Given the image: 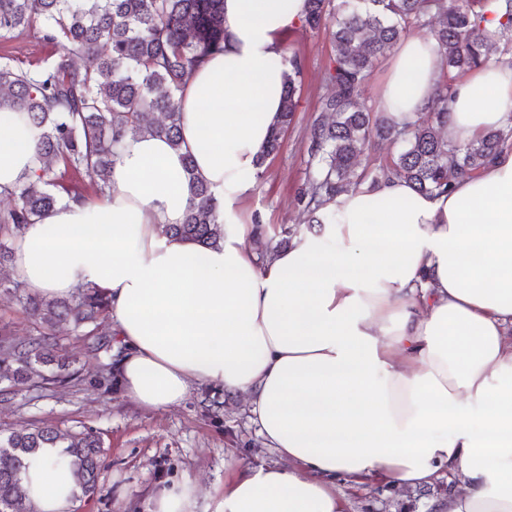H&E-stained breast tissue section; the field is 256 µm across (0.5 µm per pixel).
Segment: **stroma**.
I'll return each instance as SVG.
<instances>
[{
	"label": "stroma",
	"instance_id": "stroma-1",
	"mask_svg": "<svg viewBox=\"0 0 512 512\" xmlns=\"http://www.w3.org/2000/svg\"><path fill=\"white\" fill-rule=\"evenodd\" d=\"M283 44L286 55H298L305 65L296 92L297 112L279 151L239 206L243 221L261 215L276 233L305 227L295 195L308 174L306 140L319 107L321 73L331 53L323 31L297 27L284 36ZM56 55V49L33 32L0 40V62L29 65ZM61 339L63 353L78 376L76 383H45L0 398V429L35 423L63 432L86 426L99 434L105 455L96 492L75 500L72 512H139L156 488L183 481L200 489L195 512H213L225 483L235 475L224 465L226 449H236L245 466L276 462L251 423L244 398L197 385L179 405L146 409L130 400L120 384H113L108 393L97 387L101 361L87 352L83 337L65 328Z\"/></svg>",
	"mask_w": 512,
	"mask_h": 512
}]
</instances>
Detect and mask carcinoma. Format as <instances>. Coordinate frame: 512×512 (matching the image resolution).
Instances as JSON below:
<instances>
[{
  "instance_id": "cac0c4a2",
  "label": "carcinoma",
  "mask_w": 512,
  "mask_h": 512,
  "mask_svg": "<svg viewBox=\"0 0 512 512\" xmlns=\"http://www.w3.org/2000/svg\"><path fill=\"white\" fill-rule=\"evenodd\" d=\"M301 26L323 29L332 41L320 115L307 146L308 176L295 198L310 228L332 222L327 205L364 183L399 177L421 194L449 192L454 181L478 174L512 145V117L464 146L443 134L459 77L489 64L512 67V0H308ZM29 30L59 55L26 69L0 62V112L16 113L38 132L42 161L33 176L0 189V198L14 201L0 213V259L8 253L4 241L24 225L61 202L87 199L84 185L106 197L107 174L127 135L153 134L180 146L177 94L193 71L224 50V0H0V39ZM411 30L436 42L442 79L428 110L400 124L369 104L363 91L379 61ZM74 54L93 59L95 66L79 68ZM288 64L282 121L269 136L264 161L280 149L297 109L304 62L293 55ZM377 140L397 151L358 169ZM185 170L196 203L184 223L164 232L215 245L223 237L220 204L195 173L189 153ZM19 288L13 284L38 330L36 337L17 343L0 329V382L35 385L46 380L43 369L51 365L58 381L71 379L70 363L60 354L59 328L68 323L78 330L95 322L109 308L107 298L82 288L71 298L47 300ZM86 335L88 352L112 358V331L92 329ZM45 448L60 449L76 496L95 493L104 449L93 431L65 435L47 425L1 429L0 512H37L22 475Z\"/></svg>"
}]
</instances>
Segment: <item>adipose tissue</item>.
Wrapping results in <instances>:
<instances>
[{
  "instance_id": "obj_1",
  "label": "adipose tissue",
  "mask_w": 512,
  "mask_h": 512,
  "mask_svg": "<svg viewBox=\"0 0 512 512\" xmlns=\"http://www.w3.org/2000/svg\"><path fill=\"white\" fill-rule=\"evenodd\" d=\"M306 0H224V50L179 94L181 149L127 136L110 196L64 202L12 244V278L52 299L109 300L134 402L165 409L194 386L246 396L279 457L240 468L215 512H348L341 483L446 480L434 512H512V148L451 191L393 178L341 194L336 221L259 255L238 203L283 107L282 37ZM433 39L400 41L381 105L397 122L429 106ZM512 115V69L457 83L445 132L464 145ZM221 204L208 247L163 233L193 202L183 156ZM42 162L36 134L0 113V186ZM46 449L25 476L38 512H70L73 486ZM195 485L161 487L147 512H194Z\"/></svg>"
}]
</instances>
